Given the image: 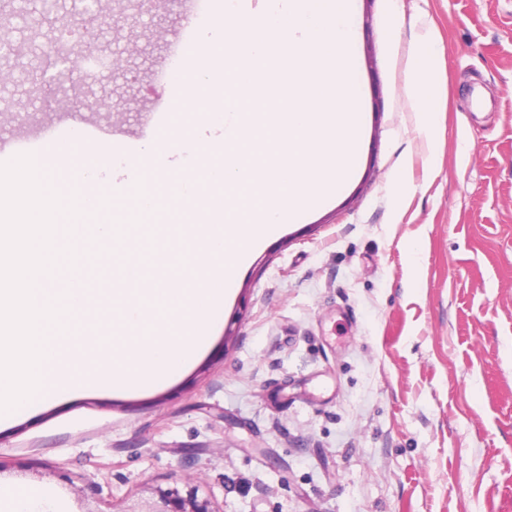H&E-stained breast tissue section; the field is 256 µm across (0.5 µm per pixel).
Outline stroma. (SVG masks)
Listing matches in <instances>:
<instances>
[{
    "label": "stroma",
    "instance_id": "1",
    "mask_svg": "<svg viewBox=\"0 0 512 512\" xmlns=\"http://www.w3.org/2000/svg\"><path fill=\"white\" fill-rule=\"evenodd\" d=\"M366 123L355 173L281 226L236 272L206 352L157 389H59L0 417V488L56 512H122L156 488H196L215 512H512V0H354ZM0 15V159L18 140L71 141L75 160L121 164L153 138L149 109L182 0L105 15L81 51L97 74L32 94L56 27ZM446 84L436 131L418 123L415 53ZM122 55L123 72L112 56ZM221 153L182 174L198 205Z\"/></svg>",
    "mask_w": 512,
    "mask_h": 512
}]
</instances>
